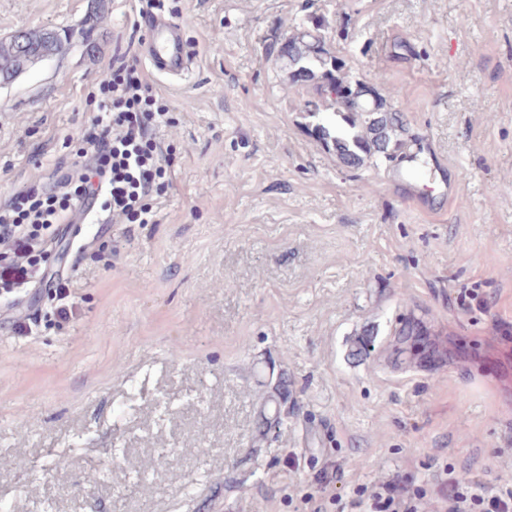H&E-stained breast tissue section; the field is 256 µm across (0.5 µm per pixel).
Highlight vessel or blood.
<instances>
[{
    "label": "vessel or blood",
    "mask_w": 512,
    "mask_h": 512,
    "mask_svg": "<svg viewBox=\"0 0 512 512\" xmlns=\"http://www.w3.org/2000/svg\"><path fill=\"white\" fill-rule=\"evenodd\" d=\"M144 55L149 67L164 77H177L188 70L191 54L172 20L161 16L144 19Z\"/></svg>",
    "instance_id": "vessel-or-blood-1"
}]
</instances>
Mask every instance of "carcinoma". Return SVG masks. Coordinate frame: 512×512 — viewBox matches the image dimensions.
Instances as JSON below:
<instances>
[{"label": "carcinoma", "instance_id": "cac0c4a2", "mask_svg": "<svg viewBox=\"0 0 512 512\" xmlns=\"http://www.w3.org/2000/svg\"><path fill=\"white\" fill-rule=\"evenodd\" d=\"M322 24L297 28L289 35L288 80L290 88L316 95L306 101L313 114L332 111L344 116L345 128H338L326 117L316 125L318 139L332 146L337 157L352 167L364 165L382 154L390 156L404 146V121L397 112L385 109L378 93L349 68L345 60L327 46L321 34ZM27 42L37 50L55 56L65 50L66 42L53 29L25 32ZM32 62L22 56L14 40L0 42V74L25 70ZM428 334L419 320H408L395 332L394 366L426 359L417 338Z\"/></svg>", "mask_w": 512, "mask_h": 512}]
</instances>
